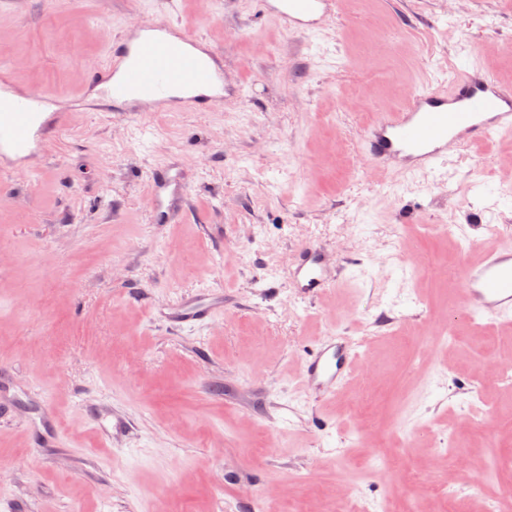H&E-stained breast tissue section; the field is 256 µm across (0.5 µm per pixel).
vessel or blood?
<instances>
[{"label": "vessel or blood", "instance_id": "obj_1", "mask_svg": "<svg viewBox=\"0 0 512 512\" xmlns=\"http://www.w3.org/2000/svg\"><path fill=\"white\" fill-rule=\"evenodd\" d=\"M291 33L317 31L334 18L335 0H259ZM109 78L97 91L101 112L203 111L230 95L221 55L204 40L171 21H149L113 41L103 65ZM50 91H19L0 68V171L10 172L39 153L50 132L67 115L49 111ZM494 133L512 134V86L474 65L451 85L415 91L399 111L381 113L362 135L360 155L376 169L401 177L446 171L450 158ZM153 223L176 224L185 213L187 194L181 173L155 168L146 183ZM289 273L292 288L315 299L335 286L340 270L324 246H299ZM459 278L476 316L512 320V244L503 242L463 264ZM224 313V294L201 290L183 295L167 320L176 327L212 321ZM356 363L351 347L335 341L316 344L304 357L299 385L316 398L335 393ZM34 448L59 445L54 416L30 433Z\"/></svg>", "mask_w": 512, "mask_h": 512}]
</instances>
